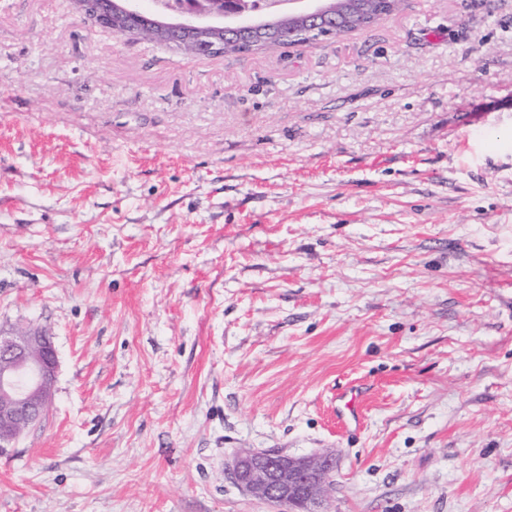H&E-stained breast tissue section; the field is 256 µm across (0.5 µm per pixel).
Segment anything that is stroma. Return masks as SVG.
<instances>
[{
    "mask_svg": "<svg viewBox=\"0 0 512 512\" xmlns=\"http://www.w3.org/2000/svg\"><path fill=\"white\" fill-rule=\"evenodd\" d=\"M58 358L0 512H512V0L187 56L0 0V331ZM365 385L359 430L336 391ZM327 454L292 457L275 450H241L225 475L252 496L275 503L286 512H328L330 493L322 468Z\"/></svg>",
    "mask_w": 512,
    "mask_h": 512,
    "instance_id": "35a3bbf8",
    "label": "stroma"
}]
</instances>
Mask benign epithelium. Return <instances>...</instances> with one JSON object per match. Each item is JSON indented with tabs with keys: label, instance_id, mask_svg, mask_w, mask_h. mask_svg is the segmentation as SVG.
I'll return each mask as SVG.
<instances>
[{
	"label": "benign epithelium",
	"instance_id": "obj_1",
	"mask_svg": "<svg viewBox=\"0 0 512 512\" xmlns=\"http://www.w3.org/2000/svg\"><path fill=\"white\" fill-rule=\"evenodd\" d=\"M306 3L288 13L296 25L310 27L329 15L326 0H288ZM176 9L185 22L152 26L147 32L158 42L167 41L175 30L191 31L196 45L204 39L235 41L247 25L241 18L248 11L245 0H180ZM86 15L102 29L115 30L112 4L94 6ZM57 354L43 331L0 333V447H9L43 417L50 404L57 371ZM332 463L327 454L292 457L275 450L244 449L225 470V475L252 496L272 502L284 512H328L330 493L322 468Z\"/></svg>",
	"mask_w": 512,
	"mask_h": 512
}]
</instances>
